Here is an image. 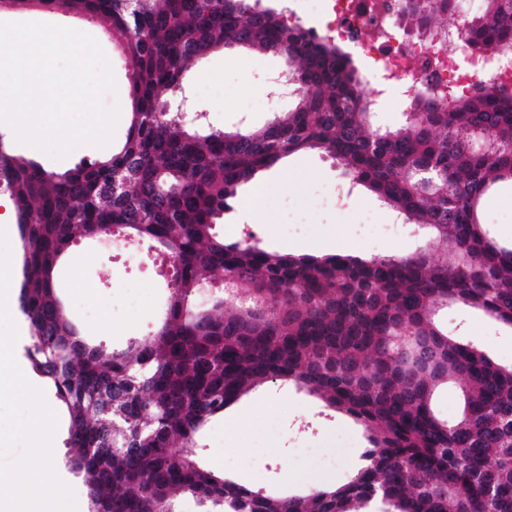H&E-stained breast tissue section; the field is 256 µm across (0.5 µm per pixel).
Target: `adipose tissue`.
Instances as JSON below:
<instances>
[{
  "label": "adipose tissue",
  "mask_w": 512,
  "mask_h": 512,
  "mask_svg": "<svg viewBox=\"0 0 512 512\" xmlns=\"http://www.w3.org/2000/svg\"><path fill=\"white\" fill-rule=\"evenodd\" d=\"M0 493L9 497V512H47L60 493L57 470L46 466L34 471L17 465L9 476L0 479Z\"/></svg>",
  "instance_id": "obj_1"
}]
</instances>
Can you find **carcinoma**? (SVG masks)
Wrapping results in <instances>:
<instances>
[{
  "label": "carcinoma",
  "mask_w": 512,
  "mask_h": 512,
  "mask_svg": "<svg viewBox=\"0 0 512 512\" xmlns=\"http://www.w3.org/2000/svg\"><path fill=\"white\" fill-rule=\"evenodd\" d=\"M30 8L105 23L129 65L130 124L111 156L49 171L0 135V191L20 230L25 356L68 416L65 466L85 476L88 512H176L178 494L206 512H512V367L451 339L439 319L455 305L512 330V245L481 221L483 199L512 186V151L473 146L479 135L512 137V90L479 83L446 112L439 93L417 89L413 119L382 129L351 55L260 0H0V15ZM450 11L448 0H405L402 24L446 39L435 21ZM462 40L476 56L512 48V0H481ZM225 46L280 57L298 79L294 108L230 131L206 124L202 109L192 122L162 110L183 95L189 66ZM308 149L425 229L427 243L361 259L224 242L217 221L239 187ZM106 217L112 235L146 242L172 268L157 332L122 349L81 337L55 287L68 249L104 236ZM216 273L231 282L224 303L201 309L195 296ZM450 379L463 398L452 423L432 408ZM274 380L365 428L371 448L349 482L262 493L188 452Z\"/></svg>",
  "instance_id": "1"
}]
</instances>
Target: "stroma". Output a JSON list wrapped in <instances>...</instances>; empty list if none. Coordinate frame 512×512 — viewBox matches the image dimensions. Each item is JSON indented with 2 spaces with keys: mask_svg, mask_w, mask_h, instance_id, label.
Masks as SVG:
<instances>
[{
  "mask_svg": "<svg viewBox=\"0 0 512 512\" xmlns=\"http://www.w3.org/2000/svg\"><path fill=\"white\" fill-rule=\"evenodd\" d=\"M21 19L70 27L96 39L116 79V93L106 94L103 101L120 109L113 143L121 145L131 110L128 71L105 29L93 20L61 11L25 13ZM280 69L281 62L273 55L256 59L247 49L235 46L214 50L191 65L187 93L206 111L210 126L261 127L293 105L284 99L268 109L258 106L268 77ZM247 202L259 213L252 223L238 220L239 209ZM483 221L498 242L512 243L511 188L486 198ZM217 231L228 242L251 234L266 248L292 255L345 253L369 258L403 254L424 243L418 226L402 223L373 192L351 186L341 165L318 150L294 153L259 171L239 188ZM69 255L79 266L74 269L62 263L56 287L87 340L119 349L129 338L153 331L163 319L169 290L158 265L150 261L124 264L114 242L101 238L74 243ZM129 283L141 290V301L131 312L125 308ZM82 304L92 309V317L81 316ZM441 319L449 333L478 342L495 363L512 366L511 330L453 306L442 311ZM45 404L46 411L39 414L18 393H0V477L20 463L40 468L42 457L31 436L35 430L51 442L55 464L63 465L68 418L53 397H46ZM272 418L280 424L279 433L268 431ZM341 435L348 438L353 452L339 458L334 448ZM203 443L205 467L225 470L253 490L281 493L346 483L370 446L366 430L351 416L325 409L318 398L286 382L267 384L244 396L222 419L208 425ZM306 448L320 449V457L303 456Z\"/></svg>",
  "mask_w": 512,
  "mask_h": 512,
  "instance_id": "stroma-1",
  "label": "stroma"
}]
</instances>
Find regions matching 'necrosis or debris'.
<instances>
[{
  "label": "necrosis or debris",
  "mask_w": 512,
  "mask_h": 512,
  "mask_svg": "<svg viewBox=\"0 0 512 512\" xmlns=\"http://www.w3.org/2000/svg\"><path fill=\"white\" fill-rule=\"evenodd\" d=\"M391 0H314L324 30L369 62L376 85L399 90L414 83L438 92H471L478 82L512 85V48L491 57L486 66L471 65L450 43H426L396 32Z\"/></svg>",
  "instance_id": "necrosis-or-debris-1"
}]
</instances>
